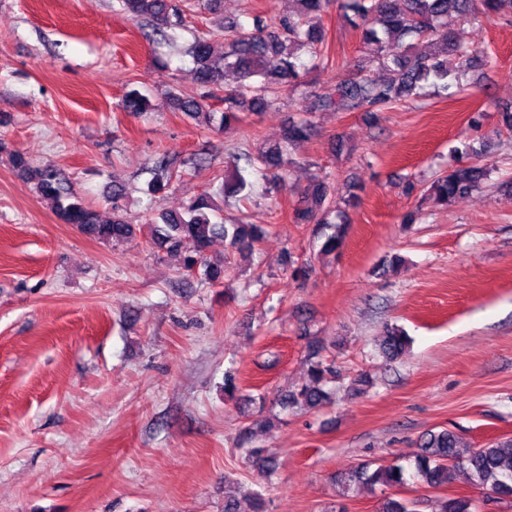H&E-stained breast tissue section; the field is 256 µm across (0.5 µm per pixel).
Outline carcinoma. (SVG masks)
<instances>
[{"instance_id": "cac0c4a2", "label": "carcinoma", "mask_w": 512, "mask_h": 512, "mask_svg": "<svg viewBox=\"0 0 512 512\" xmlns=\"http://www.w3.org/2000/svg\"><path fill=\"white\" fill-rule=\"evenodd\" d=\"M300 8L294 14L274 19L272 23L260 16L253 19V28L246 29L235 21L219 23V32L228 31L231 38L224 44V53L217 59L212 54V42L204 36L194 38L189 55L195 66L198 82L208 89L207 97L220 100L224 110L215 112L204 100L183 101L174 96L178 111L194 119L205 116L207 124L215 128L240 121V114L258 115L273 108L283 90L297 86L303 77L304 65L300 54L310 55L313 66L325 64L324 29L320 24L324 0H297ZM120 11L136 22L140 29H149L165 41L167 31L185 25L181 0H118ZM473 0H346V9L352 13L348 21L361 30L363 43L371 48V64L389 72L386 80H378L369 73L340 79L326 90L309 93L311 102L307 112H378L408 98L419 97L423 85L429 84L440 92H461L462 81L473 68L474 57L469 49L459 44L452 35L453 22L468 14ZM429 39L434 52L429 55L414 51L413 41ZM275 57V68L267 67V58ZM238 76L241 83L224 85V72ZM123 108L138 116L150 111L149 97L133 90L123 101ZM312 135L308 119L291 122L282 138L259 149L258 162L268 170L281 171L294 164L290 148ZM13 167L35 183L42 197L56 205L57 216L66 224L107 243L118 244L145 234L158 249L183 256L184 271L192 275L204 268V275L213 283L224 277V266L207 260L212 239L222 236L240 250L250 251L263 235L256 224H223L212 221L220 210L213 195L205 192L195 198L182 212L155 208L143 224H129L118 201L123 190L112 191V219L101 221L99 214L76 195L52 167H35L25 156L15 151L11 155ZM176 159L163 157L158 162V173L148 183V193H162L171 183ZM483 170L461 161L433 180L427 187V196L441 207L451 206L480 184ZM304 207L294 213L297 224H321L330 230L324 235L320 252L340 253L345 239V211L332 200L330 184L318 179L303 190ZM409 345L405 332L388 327L379 341V352L389 361L401 358ZM314 361L308 367V378L300 387L287 392L283 403L289 407L314 408L328 399L326 385L336 377L333 365L319 359L317 348H312ZM461 438L444 429L431 432L422 445V453L415 460V477L430 488L449 485L455 480L456 470L464 469L473 484L486 488L500 500L512 504V439L498 440L462 456ZM406 470L401 465L370 470L362 465L344 478V490L360 487L396 488L406 484ZM224 512H266V502L260 492L245 499L224 501ZM378 512H416V501L390 494L380 501ZM438 512H479L477 501L470 497L443 498L438 501Z\"/></svg>"}]
</instances>
